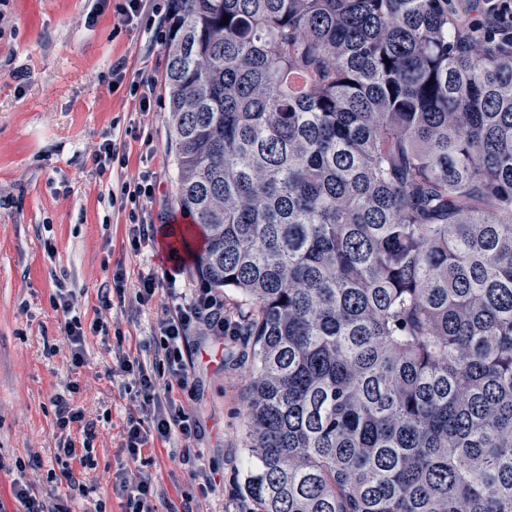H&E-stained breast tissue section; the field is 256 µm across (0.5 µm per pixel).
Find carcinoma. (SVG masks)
Instances as JSON below:
<instances>
[{
	"mask_svg": "<svg viewBox=\"0 0 512 512\" xmlns=\"http://www.w3.org/2000/svg\"><path fill=\"white\" fill-rule=\"evenodd\" d=\"M450 25L173 0L184 248L248 305L255 512H512V51Z\"/></svg>",
	"mask_w": 512,
	"mask_h": 512,
	"instance_id": "carcinoma-1",
	"label": "carcinoma"
}]
</instances>
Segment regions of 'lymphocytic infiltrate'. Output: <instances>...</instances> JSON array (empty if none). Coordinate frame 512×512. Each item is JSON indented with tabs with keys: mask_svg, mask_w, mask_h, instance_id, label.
I'll return each instance as SVG.
<instances>
[{
	"mask_svg": "<svg viewBox=\"0 0 512 512\" xmlns=\"http://www.w3.org/2000/svg\"><path fill=\"white\" fill-rule=\"evenodd\" d=\"M450 8L472 39L494 40L504 47L512 45V0H481L479 9L475 11L470 10L464 0H452ZM154 194L153 177L144 173L122 183L119 191L111 195L112 205L129 211L133 250H140L154 241L158 232L148 213ZM161 291L166 292L169 302L152 329L155 363L166 369L170 382L183 387L188 385L195 367L198 352L195 334L204 331L211 336H235L239 329L235 321L224 315L223 295L211 288H198L185 297L172 288L170 280L149 274L139 278L132 300L144 307L151 304ZM55 298L57 308L65 317L63 333L71 347L72 362L75 366H82L81 346L86 333H106L107 324L98 319L90 327H83L80 317L72 313L75 295L70 289L58 288ZM115 371L132 376L134 400L138 404L135 415L128 417L124 431L123 448L129 465L117 475L115 489L125 499L124 512H158L156 501L159 494L151 473L142 464L143 448L150 435L163 439L175 436L188 439L194 435L195 429L183 405L158 387L152 370L140 358L119 357ZM55 406L59 428L78 423L84 434L82 448L63 443L57 450L58 458H76L81 464H88L95 437L94 422L86 420L82 410L73 407L65 396H56Z\"/></svg>",
	"mask_w": 512,
	"mask_h": 512,
	"instance_id": "1",
	"label": "lymphocytic infiltrate"
}]
</instances>
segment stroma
<instances>
[{"label":"stroma","instance_id":"stroma-1","mask_svg":"<svg viewBox=\"0 0 512 512\" xmlns=\"http://www.w3.org/2000/svg\"><path fill=\"white\" fill-rule=\"evenodd\" d=\"M168 51L167 40L144 26L116 29L112 7L101 0L0 5V512H15L11 482L19 460L51 499L68 502L73 476L89 490L78 508L99 503L104 512L123 510L113 484L127 465L124 427L134 403L130 377L112 367L127 354L153 363L149 336L164 300L142 308L120 304L113 277L123 273L128 291L148 273L176 272L186 292L200 283L191 259L163 248L186 218L175 200L178 170L162 82ZM121 58L127 84L116 89L112 65ZM144 71L155 79L153 109L145 116L127 89ZM111 137L124 144L126 165L102 169L94 150ZM145 170L155 174L151 212L162 230L136 251L128 214L112 208L109 193ZM61 285L74 291L83 325L98 318L108 324V335L87 334L79 368L54 305ZM199 346L189 384L172 391L195 418L198 438L152 439L143 450L161 494L158 510L252 512L239 489L251 344L244 336H203ZM73 382L78 389L71 394ZM59 394L96 424L92 465L55 457L64 439L83 441L81 430L57 425ZM195 454L215 478L205 495L182 463Z\"/></svg>","mask_w":512,"mask_h":512}]
</instances>
